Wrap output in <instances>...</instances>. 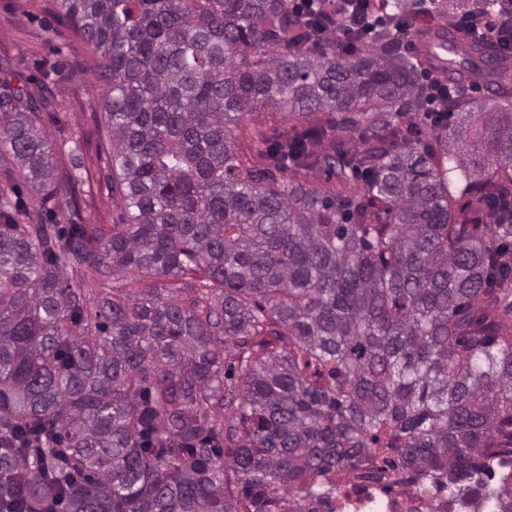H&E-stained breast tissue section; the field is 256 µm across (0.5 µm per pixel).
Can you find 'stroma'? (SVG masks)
<instances>
[{
	"label": "stroma",
	"mask_w": 512,
	"mask_h": 512,
	"mask_svg": "<svg viewBox=\"0 0 512 512\" xmlns=\"http://www.w3.org/2000/svg\"><path fill=\"white\" fill-rule=\"evenodd\" d=\"M56 11V0H0V58L11 63L15 86L50 76L57 106L41 127L56 152L59 190L76 194L86 223L114 224L121 208L111 193L110 155L98 144L99 91L81 65L82 43L58 26Z\"/></svg>",
	"instance_id": "1"
}]
</instances>
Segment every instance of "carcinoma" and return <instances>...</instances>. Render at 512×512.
Listing matches in <instances>:
<instances>
[{
    "instance_id": "carcinoma-1",
    "label": "carcinoma",
    "mask_w": 512,
    "mask_h": 512,
    "mask_svg": "<svg viewBox=\"0 0 512 512\" xmlns=\"http://www.w3.org/2000/svg\"><path fill=\"white\" fill-rule=\"evenodd\" d=\"M58 2L124 219L52 201V90L0 79V512H337L370 453L512 512L473 480L512 455V56L423 21L491 0H393L353 56L290 0ZM433 70L487 96L424 139ZM291 122H288V114L285 112H254V115L248 117L243 126L246 130H254V127L260 130H266L270 127H280L281 130H287Z\"/></svg>"
}]
</instances>
